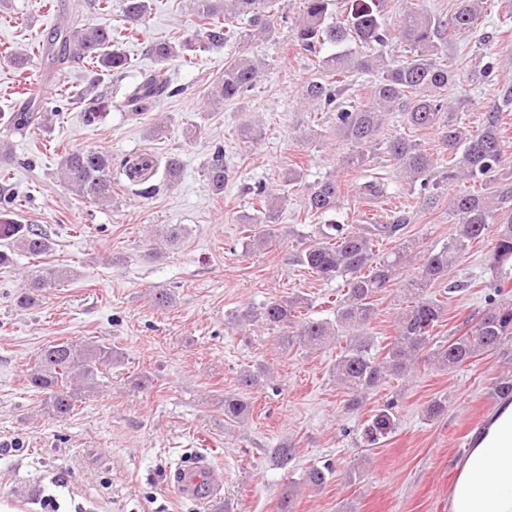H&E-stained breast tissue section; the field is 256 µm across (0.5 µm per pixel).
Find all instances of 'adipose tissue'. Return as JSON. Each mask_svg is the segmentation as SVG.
Listing matches in <instances>:
<instances>
[{
	"label": "adipose tissue",
	"instance_id": "1",
	"mask_svg": "<svg viewBox=\"0 0 512 512\" xmlns=\"http://www.w3.org/2000/svg\"><path fill=\"white\" fill-rule=\"evenodd\" d=\"M448 512H512L511 402L474 431L448 491Z\"/></svg>",
	"mask_w": 512,
	"mask_h": 512
}]
</instances>
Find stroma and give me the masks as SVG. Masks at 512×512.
I'll use <instances>...</instances> for the list:
<instances>
[{"label":"stroma","instance_id":"35a3bbf8","mask_svg":"<svg viewBox=\"0 0 512 512\" xmlns=\"http://www.w3.org/2000/svg\"><path fill=\"white\" fill-rule=\"evenodd\" d=\"M96 3L0 0V140L11 147L10 159L0 158V198L11 202L13 219L51 239L46 254L18 253L12 266L0 268V501L18 512H278L290 493L295 512H448L454 465L497 402L492 385L508 369L504 356L485 354L452 371L420 359L409 374L371 391L363 412L352 413L331 374L340 345L285 352L275 331L235 322L245 307L294 294L311 299L308 317L332 315L329 301L341 280H319L293 260L298 242L319 224L304 207L302 184L336 176V219L345 224H383L395 211L408 212L401 234L424 251L446 243L453 232L447 199L424 205L419 185L401 178L380 151L365 169L340 167L348 146L336 136L334 113L302 98L315 69L313 55L293 41L300 0H278L266 40L214 47L192 64L170 62L180 94L132 117L124 94L156 67L149 43L197 30L189 0H155L137 40L127 46L131 67L99 88L111 102L109 112L86 123L75 94L87 83V67L73 63L51 72L37 64L21 70L9 56L31 52L40 36L76 16L122 25L120 8L104 14ZM510 15L512 0H487L477 28L448 32L440 44L457 72L448 96L464 100L460 116L470 129L482 127L499 102V89L512 86V31L497 25ZM253 54L265 64L254 89L234 102L213 101L210 91L225 63ZM490 63L495 69L483 77ZM24 88L57 109L51 128L6 132L4 118L18 110ZM160 120L168 134L151 137ZM245 124L260 130V137L241 141L237 130ZM218 144L228 181L215 195L204 168ZM79 147L105 148L116 165L140 153L153 155L159 164L152 178L156 192L141 198L121 175L112 185L111 206L77 196L57 170L65 151ZM173 155L183 164L175 182L163 169ZM294 168L301 185H285ZM376 177L385 182L387 198L359 194V184ZM261 184L281 196L280 235L266 249L250 251L243 225L254 213L252 191ZM166 224L181 225L183 236L152 257V232ZM492 246L489 238L474 243L434 286L433 295L447 302L437 342L460 335L486 310ZM44 264L73 276L41 293L31 308L16 307L26 275ZM156 288L174 293L171 307L151 305ZM402 305L399 288L378 294L376 315L366 327L375 348L394 338ZM57 339L96 340L122 354L120 363L103 367L98 387L63 419L48 412L43 395L22 377L40 349ZM259 365L271 380L249 391L252 416L242 423L225 418V394L238 392L241 371ZM142 375L147 386L134 388L133 379ZM389 400L399 425L378 447H367L366 412ZM436 400L445 409L432 418L427 407ZM283 445L296 452L285 468L271 455ZM200 456L224 484L221 495L208 501L177 495L171 483L176 469ZM328 460L336 470L328 483L305 485V471ZM354 464L363 476L351 485L344 473Z\"/></svg>","mask_w":512,"mask_h":512}]
</instances>
